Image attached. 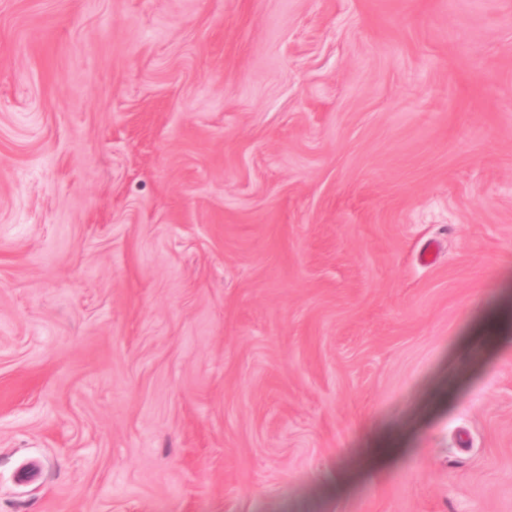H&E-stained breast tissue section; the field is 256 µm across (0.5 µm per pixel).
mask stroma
Wrapping results in <instances>:
<instances>
[{"instance_id":"obj_1","label":"stroma","mask_w":512,"mask_h":512,"mask_svg":"<svg viewBox=\"0 0 512 512\" xmlns=\"http://www.w3.org/2000/svg\"><path fill=\"white\" fill-rule=\"evenodd\" d=\"M507 299L512 0H0V512H512ZM364 446L359 449L361 455L372 463L393 459L403 449L389 447L390 441L386 433L370 438Z\"/></svg>"}]
</instances>
